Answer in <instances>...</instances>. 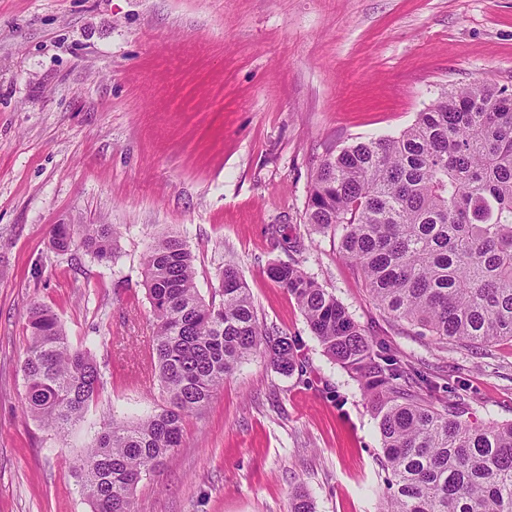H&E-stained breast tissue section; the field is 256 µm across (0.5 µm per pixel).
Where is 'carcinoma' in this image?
<instances>
[{"label": "carcinoma", "instance_id": "cac0c4a2", "mask_svg": "<svg viewBox=\"0 0 512 512\" xmlns=\"http://www.w3.org/2000/svg\"><path fill=\"white\" fill-rule=\"evenodd\" d=\"M306 220L338 237L380 308L434 344L512 341V91L483 80L442 87L398 134L328 153L311 175ZM116 235L112 224H57L52 246L103 260ZM144 267L162 404L134 421L111 417L88 439L76 477L94 512H135L138 483L183 446L187 420L248 357L262 349L285 374L301 368L295 341L259 321L234 262H224L209 300L183 238L160 237ZM267 276L375 410L388 470L383 512H512V422L465 420L461 398L436 394L437 382L367 335L300 267L273 264ZM26 333V408L63 435L97 404L103 368L43 305L30 309Z\"/></svg>", "mask_w": 512, "mask_h": 512}]
</instances>
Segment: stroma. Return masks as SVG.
Instances as JSON below:
<instances>
[{"instance_id":"1","label":"stroma","mask_w":512,"mask_h":512,"mask_svg":"<svg viewBox=\"0 0 512 512\" xmlns=\"http://www.w3.org/2000/svg\"><path fill=\"white\" fill-rule=\"evenodd\" d=\"M477 79L512 90V0H0V512H92L74 470L89 435L159 404L136 377L153 335L143 258L163 234L186 240L203 298L234 260L303 370L245 360L139 483L137 512H288L298 488L315 512H382L377 420L273 264H298L478 420L511 422V341L435 347L305 222L329 151L397 134ZM56 224L121 232L101 261L54 250ZM35 303L106 366L96 409L62 438L23 401Z\"/></svg>"}]
</instances>
